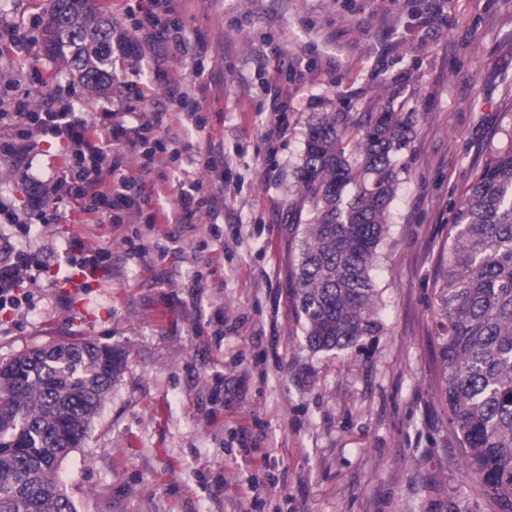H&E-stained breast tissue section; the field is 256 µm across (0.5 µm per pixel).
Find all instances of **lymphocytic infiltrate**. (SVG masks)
Segmentation results:
<instances>
[{
    "label": "lymphocytic infiltrate",
    "instance_id": "obj_1",
    "mask_svg": "<svg viewBox=\"0 0 512 512\" xmlns=\"http://www.w3.org/2000/svg\"><path fill=\"white\" fill-rule=\"evenodd\" d=\"M175 0H139L137 17L131 28L121 29L116 46L119 56H136L147 62L154 41H162L172 57H185L190 39L178 17ZM44 91L40 109H31L29 96L19 93L20 79L0 82V125L8 130L0 139V158L17 159L40 144L54 142L64 150L61 170L39 183L27 208L16 209L0 203V222L26 231L33 223H47L49 205L69 198L79 201L83 212L108 216L119 224L132 210L150 208L147 230L159 224H188L202 209L216 213L217 198L194 179L174 151L183 131L205 132L207 122L194 93L181 76L169 75L167 102L154 108L146 121L118 122L113 112H88L77 108L75 89L54 83L50 77L36 76ZM128 152L141 158L138 175L120 173L119 159ZM169 181L173 188L169 208L159 207L160 199L147 174ZM38 259L35 254L0 246V311L15 310L22 304L19 288L24 274Z\"/></svg>",
    "mask_w": 512,
    "mask_h": 512
}]
</instances>
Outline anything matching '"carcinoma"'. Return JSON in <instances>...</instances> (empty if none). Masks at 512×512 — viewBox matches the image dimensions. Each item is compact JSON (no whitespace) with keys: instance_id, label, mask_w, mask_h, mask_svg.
Wrapping results in <instances>:
<instances>
[{"instance_id":"cac0c4a2","label":"carcinoma","mask_w":512,"mask_h":512,"mask_svg":"<svg viewBox=\"0 0 512 512\" xmlns=\"http://www.w3.org/2000/svg\"><path fill=\"white\" fill-rule=\"evenodd\" d=\"M47 51L87 89L112 85V20L90 0H51ZM489 143L453 205L435 271L440 400L467 470L497 512H512V126ZM412 116L320 112L307 124L296 179L309 204L295 307L307 346L343 351L380 328L371 271ZM112 348L59 343L0 363V512H79L62 462L112 390Z\"/></svg>"}]
</instances>
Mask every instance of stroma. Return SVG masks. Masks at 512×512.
I'll return each instance as SVG.
<instances>
[{"label": "stroma", "instance_id": "35a3bbf8", "mask_svg": "<svg viewBox=\"0 0 512 512\" xmlns=\"http://www.w3.org/2000/svg\"><path fill=\"white\" fill-rule=\"evenodd\" d=\"M197 57L140 76L152 99L184 74L224 150V218L136 236L55 205L26 237L28 299L0 312V362L87 341L122 351L112 391L60 475L79 512H495L448 430L436 380L433 281L452 205L512 125V0H180ZM66 77L45 50L0 42V75ZM412 113L390 229L372 272L381 330L314 352L293 307L304 201L295 168L319 112ZM62 166L45 147L0 161V200L27 206ZM102 271L67 287L75 244Z\"/></svg>", "mask_w": 512, "mask_h": 512}]
</instances>
